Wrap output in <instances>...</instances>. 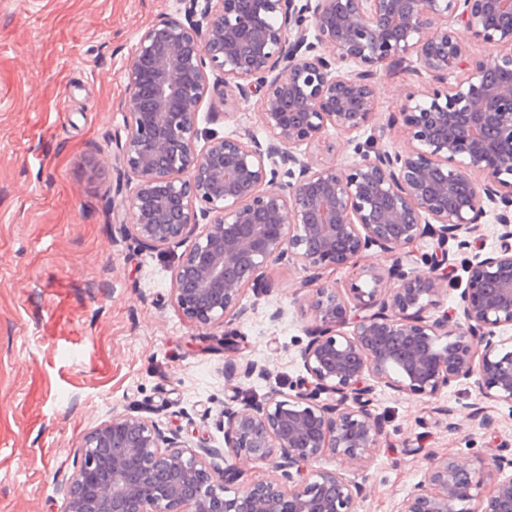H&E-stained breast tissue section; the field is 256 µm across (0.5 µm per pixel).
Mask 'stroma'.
<instances>
[{
    "instance_id": "stroma-1",
    "label": "stroma",
    "mask_w": 512,
    "mask_h": 512,
    "mask_svg": "<svg viewBox=\"0 0 512 512\" xmlns=\"http://www.w3.org/2000/svg\"><path fill=\"white\" fill-rule=\"evenodd\" d=\"M176 0H0V512H64L61 481L76 446L113 413L143 415L184 439L224 445L222 407L289 394L306 371L299 349L314 320L300 302L304 271L273 266L244 298L233 349L186 324L171 298L184 245L136 251L112 229V150L124 127L125 69L142 33L175 12ZM416 63L381 73L375 110L396 111L427 83ZM224 135L260 132L256 104L228 109L206 98ZM104 170L92 188L77 161ZM486 221L453 256L467 278L497 243ZM266 378H244L246 363ZM475 390L433 398L381 387L375 410L385 439L373 463L345 469L366 487L360 512H396L423 479L430 454L471 458L512 444V407L486 402L492 419H470Z\"/></svg>"
}]
</instances>
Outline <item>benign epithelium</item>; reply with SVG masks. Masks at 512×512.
I'll list each match as a JSON object with an SVG mask.
<instances>
[{"label":"benign epithelium","instance_id":"benign-epithelium-1","mask_svg":"<svg viewBox=\"0 0 512 512\" xmlns=\"http://www.w3.org/2000/svg\"><path fill=\"white\" fill-rule=\"evenodd\" d=\"M460 29L494 51L470 53ZM407 57L429 81L389 114L405 150L359 144L347 167L298 156L331 128L352 142L376 130L378 72ZM125 78L112 223L144 251L194 235L171 296L196 328L241 316L272 265L310 272L316 327L300 357L311 380L224 409L222 450L113 413L77 446L66 512H359L363 484L321 461L371 463L377 388L435 397L471 379L479 397L512 405V0H178L140 36ZM210 93L258 97L266 143L200 127ZM490 214L499 246L466 283L447 282L450 243ZM427 237L425 269H364L374 286L344 292L321 282L374 247L398 260ZM450 290L455 306L427 316ZM241 463L275 476L245 482ZM479 463L433 456L398 512H512V448Z\"/></svg>","mask_w":512,"mask_h":512}]
</instances>
